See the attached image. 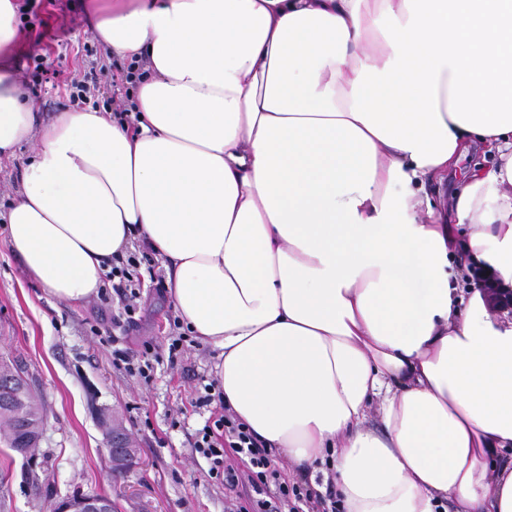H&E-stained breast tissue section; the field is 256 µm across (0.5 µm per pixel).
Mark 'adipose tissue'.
Masks as SVG:
<instances>
[{
  "label": "adipose tissue",
  "instance_id": "obj_1",
  "mask_svg": "<svg viewBox=\"0 0 512 512\" xmlns=\"http://www.w3.org/2000/svg\"><path fill=\"white\" fill-rule=\"evenodd\" d=\"M0 0V160L30 278L77 305L146 243L240 422L346 512H512V0H93L128 119L37 125ZM450 205L423 195L470 147ZM470 227L467 240L456 236ZM381 397L382 431L366 408ZM474 281L477 287L484 288L490 293L491 300L494 301V305H503L504 307L512 306V292H499L489 282L490 277H487L484 271L480 268H476L472 271L471 277L468 276V281Z\"/></svg>",
  "mask_w": 512,
  "mask_h": 512
}]
</instances>
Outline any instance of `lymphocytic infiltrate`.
I'll return each mask as SVG.
<instances>
[{
  "mask_svg": "<svg viewBox=\"0 0 512 512\" xmlns=\"http://www.w3.org/2000/svg\"><path fill=\"white\" fill-rule=\"evenodd\" d=\"M149 253L115 257L105 275L122 303L119 315L113 316V324H135L140 308L141 290L145 278L142 266L151 264ZM185 336L171 338L167 354H160L152 343H143L136 353L115 350L113 364L124 366L126 371L142 378H149L155 364L161 359L177 363L185 350ZM194 405L199 409L219 406L220 415L208 417L195 435L193 446L209 465L211 478L221 481L228 490L239 484L233 463L227 456H234L247 465V479L257 495L255 512H342L339 499H324L309 482L288 483L282 480L267 447L256 439L240 423L233 412L224 406V393L216 381H199L194 389Z\"/></svg>",
  "mask_w": 512,
  "mask_h": 512,
  "instance_id": "lymphocytic-infiltrate-1",
  "label": "lymphocytic infiltrate"
}]
</instances>
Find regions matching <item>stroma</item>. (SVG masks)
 <instances>
[{
	"label": "stroma",
	"mask_w": 512,
	"mask_h": 512,
	"mask_svg": "<svg viewBox=\"0 0 512 512\" xmlns=\"http://www.w3.org/2000/svg\"><path fill=\"white\" fill-rule=\"evenodd\" d=\"M36 25L28 27L17 69L27 57H43L49 79L27 78L38 122L71 111L65 84L109 55L94 37L86 0H29ZM36 146L23 143L15 162L0 167V361L18 365L45 406L43 435L32 458L12 451L0 436V512H53L80 490L116 499L120 512H229L249 508V486L225 490L191 446L208 418L192 404L200 377L213 376L216 353L188 347L176 366H157L151 379L130 375L112 363L114 343L94 327L111 323L117 300L99 297L71 305L56 300L28 278L7 244V216L23 166ZM142 290L140 320L120 332L117 344L138 350L149 341L167 348L178 335L176 312L161 283ZM122 422L139 450L135 464L118 473L104 445L103 417Z\"/></svg>",
	"instance_id": "obj_1"
}]
</instances>
